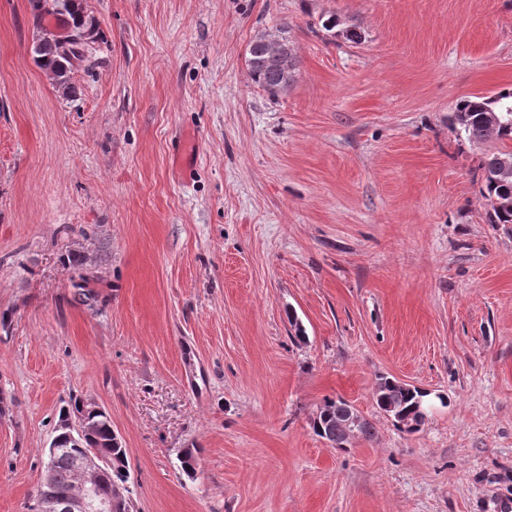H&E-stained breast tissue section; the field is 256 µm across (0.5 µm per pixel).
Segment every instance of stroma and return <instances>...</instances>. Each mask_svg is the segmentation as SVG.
Wrapping results in <instances>:
<instances>
[{
	"label": "stroma",
	"mask_w": 512,
	"mask_h": 512,
	"mask_svg": "<svg viewBox=\"0 0 512 512\" xmlns=\"http://www.w3.org/2000/svg\"><path fill=\"white\" fill-rule=\"evenodd\" d=\"M88 5L68 100L28 0H0V512H28L73 398L109 412L134 512L512 500V224L480 193L512 142L453 129L512 90V0ZM283 23L298 67L273 97L245 52ZM382 377L448 402L406 433ZM338 397L372 439L313 434Z\"/></svg>",
	"instance_id": "1"
}]
</instances>
